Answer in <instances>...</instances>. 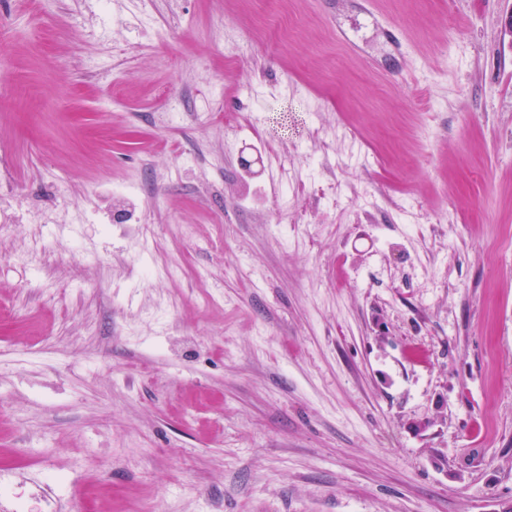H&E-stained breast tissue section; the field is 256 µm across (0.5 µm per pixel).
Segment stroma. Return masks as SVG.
Returning <instances> with one entry per match:
<instances>
[{
  "label": "stroma",
  "mask_w": 512,
  "mask_h": 512,
  "mask_svg": "<svg viewBox=\"0 0 512 512\" xmlns=\"http://www.w3.org/2000/svg\"><path fill=\"white\" fill-rule=\"evenodd\" d=\"M270 9L0 0V512H512V0Z\"/></svg>",
  "instance_id": "35a3bbf8"
}]
</instances>
